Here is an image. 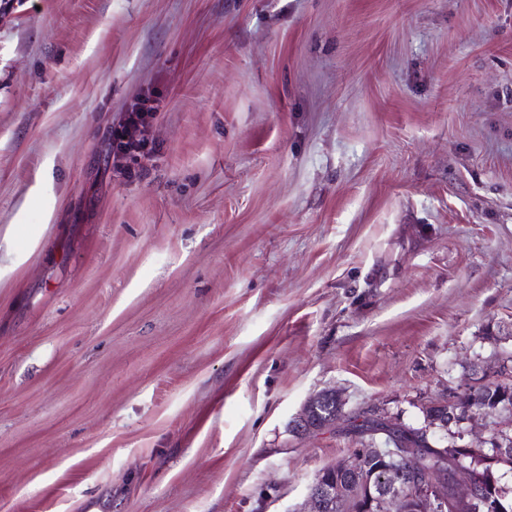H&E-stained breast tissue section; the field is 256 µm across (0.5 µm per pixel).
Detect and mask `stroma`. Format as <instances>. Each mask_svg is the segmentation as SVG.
I'll return each mask as SVG.
<instances>
[{
	"mask_svg": "<svg viewBox=\"0 0 512 512\" xmlns=\"http://www.w3.org/2000/svg\"><path fill=\"white\" fill-rule=\"evenodd\" d=\"M510 352L512 0H0V512H299ZM159 108L156 98L145 96L128 108L123 122L112 133L110 141L113 164L132 174L138 160L153 147L149 134V119ZM336 402V405H341L342 399L335 390H324L311 397L305 404L300 420L299 426L307 431H322L327 428L336 427V423L342 419H336L334 415L321 413L318 407L325 404L331 405Z\"/></svg>",
	"mask_w": 512,
	"mask_h": 512,
	"instance_id": "stroma-1",
	"label": "stroma"
}]
</instances>
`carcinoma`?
I'll use <instances>...</instances> for the list:
<instances>
[{
	"label": "carcinoma",
	"instance_id": "obj_1",
	"mask_svg": "<svg viewBox=\"0 0 512 512\" xmlns=\"http://www.w3.org/2000/svg\"><path fill=\"white\" fill-rule=\"evenodd\" d=\"M483 409H507L512 412V379L508 381H489L485 385L469 386L455 396V400L448 404V419L450 430L446 433V445L436 450L428 448L430 437L421 432V428L406 425L402 432V439L407 448L426 449L425 469L426 475L437 479H450L452 475L446 473L442 467V461L446 458L453 459L457 455H464L475 463L473 474L475 477L478 500L469 503L448 502L452 512H486L483 503L492 500L499 503L502 512H512V489L507 490L499 484L497 473L502 470L512 471V456L499 457L495 455L494 449L499 444H512V431L494 429L490 435L489 446L486 448H460L456 435L462 429L459 422L464 420L469 412ZM353 455L358 462L357 478L361 487L368 484L378 485L380 473L378 469L380 462L372 455L361 450H354ZM392 504L382 500H375L368 503L367 500L360 502L340 501L337 503L335 512H390Z\"/></svg>",
	"mask_w": 512,
	"mask_h": 512
}]
</instances>
